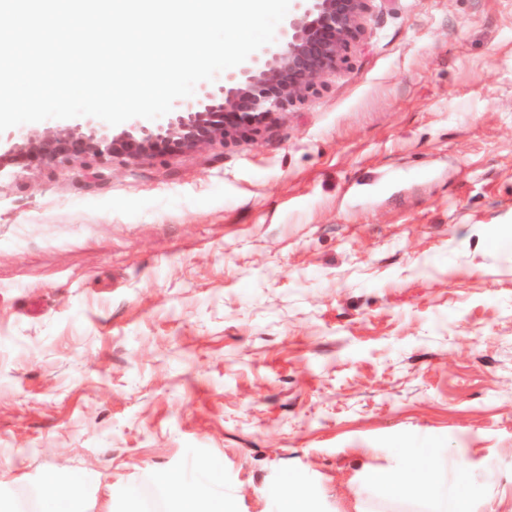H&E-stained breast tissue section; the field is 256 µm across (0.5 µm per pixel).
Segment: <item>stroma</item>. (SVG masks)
<instances>
[{
  "label": "stroma",
  "instance_id": "35a3bbf8",
  "mask_svg": "<svg viewBox=\"0 0 512 512\" xmlns=\"http://www.w3.org/2000/svg\"><path fill=\"white\" fill-rule=\"evenodd\" d=\"M257 140L113 157L88 187L0 151V461L45 512H432L411 459L512 512V0H375ZM437 476L433 467H425L418 461H409L390 474H370L365 484L379 485L387 496L399 498L407 492L417 491L422 485L432 482ZM160 484L165 488L168 497L177 505V512H223V497H204L201 492L182 478L171 472L158 475ZM85 488L81 481L74 479L66 489L54 498L50 512H86Z\"/></svg>",
  "mask_w": 512,
  "mask_h": 512
}]
</instances>
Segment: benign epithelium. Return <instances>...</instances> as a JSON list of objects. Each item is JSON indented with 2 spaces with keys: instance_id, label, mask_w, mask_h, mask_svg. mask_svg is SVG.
Segmentation results:
<instances>
[{
  "instance_id": "1",
  "label": "benign epithelium",
  "mask_w": 512,
  "mask_h": 512,
  "mask_svg": "<svg viewBox=\"0 0 512 512\" xmlns=\"http://www.w3.org/2000/svg\"><path fill=\"white\" fill-rule=\"evenodd\" d=\"M291 2L293 9L276 30L275 41L224 74L218 89L203 84L194 96L175 101L168 114L129 119L118 133L82 116L52 131L0 135V148L18 164L29 158L48 165L78 161L79 176L100 183L106 176L95 163L116 155L162 157L261 135L275 115L317 93L323 78L346 61L348 49L363 35L374 0Z\"/></svg>"
}]
</instances>
